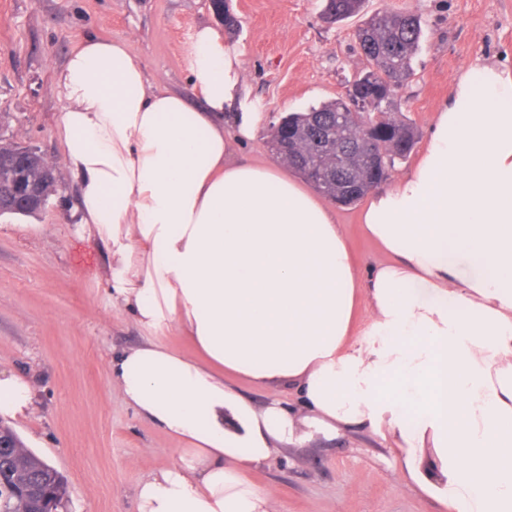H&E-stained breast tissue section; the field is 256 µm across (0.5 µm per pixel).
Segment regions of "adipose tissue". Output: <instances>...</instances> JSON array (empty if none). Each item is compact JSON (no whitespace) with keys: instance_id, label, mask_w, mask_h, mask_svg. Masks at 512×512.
I'll list each match as a JSON object with an SVG mask.
<instances>
[{"instance_id":"adipose-tissue-1","label":"adipose tissue","mask_w":512,"mask_h":512,"mask_svg":"<svg viewBox=\"0 0 512 512\" xmlns=\"http://www.w3.org/2000/svg\"><path fill=\"white\" fill-rule=\"evenodd\" d=\"M238 81L210 26L190 46L201 109L119 41L85 38L54 74L78 232L147 334L109 382L187 443L140 482L137 512H283L250 473L352 431L388 442L404 485L449 512H512V64L456 78L414 168L369 195L358 221L392 260L365 275L325 198L281 164L234 160L260 121L225 130ZM172 331L193 352L164 344ZM32 411L29 382L0 377V416Z\"/></svg>"}]
</instances>
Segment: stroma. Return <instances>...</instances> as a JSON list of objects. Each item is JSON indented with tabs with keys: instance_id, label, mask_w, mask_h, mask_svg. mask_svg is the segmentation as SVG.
Listing matches in <instances>:
<instances>
[{
	"instance_id": "obj_1",
	"label": "stroma",
	"mask_w": 512,
	"mask_h": 512,
	"mask_svg": "<svg viewBox=\"0 0 512 512\" xmlns=\"http://www.w3.org/2000/svg\"><path fill=\"white\" fill-rule=\"evenodd\" d=\"M326 0H0V124L12 141L59 160L62 104L55 71L89 36L120 41L160 87L189 91V50L201 25L223 28L239 55V98L261 113L256 137L235 156L272 160L273 125L291 112L344 96L365 66L355 44L364 18L382 11L420 15L423 37L413 73L394 96L397 116L417 129L423 150L452 82L478 60L512 59V0H366L361 15L322 19ZM76 188L63 181L48 209L26 220L0 217V373L27 379L35 412L12 425L25 446L67 480L63 512H136L138 484L176 460L181 442L140 416L109 383L112 355L144 340L113 309L100 275L103 249L76 231ZM337 207L353 259L365 269L386 262L357 217ZM252 480L275 486L286 512H445L406 489L390 448L356 432L287 449Z\"/></svg>"
}]
</instances>
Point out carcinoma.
I'll return each instance as SVG.
<instances>
[{
    "label": "carcinoma",
    "instance_id": "obj_1",
    "mask_svg": "<svg viewBox=\"0 0 512 512\" xmlns=\"http://www.w3.org/2000/svg\"><path fill=\"white\" fill-rule=\"evenodd\" d=\"M364 0H327L323 14L338 22L361 12ZM422 18L413 13L375 14L356 32L364 71L352 87L364 111L352 114L342 99L307 112L291 113L274 127L270 147L318 191L333 202L350 206L377 189L412 151L415 126L392 116L391 93L412 73V60L422 37ZM374 126L371 144L365 148L364 127ZM28 486V499L9 495V490ZM57 488L68 495L64 477L52 465L24 446L0 448V503L6 512H36L37 500Z\"/></svg>",
    "mask_w": 512,
    "mask_h": 512
}]
</instances>
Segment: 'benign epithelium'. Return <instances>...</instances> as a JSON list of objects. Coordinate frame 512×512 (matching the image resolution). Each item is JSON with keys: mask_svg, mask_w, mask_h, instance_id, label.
Wrapping results in <instances>:
<instances>
[{"mask_svg": "<svg viewBox=\"0 0 512 512\" xmlns=\"http://www.w3.org/2000/svg\"><path fill=\"white\" fill-rule=\"evenodd\" d=\"M41 151L33 146L16 144L6 173L0 177V215L5 213L38 214L50 201L49 184H59L56 169L45 164L33 166Z\"/></svg>", "mask_w": 512, "mask_h": 512, "instance_id": "benign-epithelium-1", "label": "benign epithelium"}]
</instances>
